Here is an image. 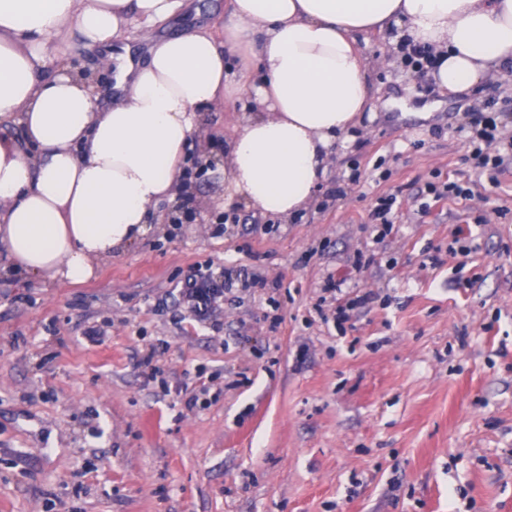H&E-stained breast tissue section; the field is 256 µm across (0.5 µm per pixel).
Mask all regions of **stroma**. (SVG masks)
Returning a JSON list of instances; mask_svg holds the SVG:
<instances>
[{"label": "stroma", "mask_w": 512, "mask_h": 512, "mask_svg": "<svg viewBox=\"0 0 512 512\" xmlns=\"http://www.w3.org/2000/svg\"><path fill=\"white\" fill-rule=\"evenodd\" d=\"M228 4L189 0L125 41L142 58L146 36L219 32ZM365 54L373 108L292 218L231 199L219 161L159 207L194 223L154 225L86 281L0 274V512H512V176L472 201L427 190L465 171L455 128L485 99L512 136V68L450 94L386 36ZM240 116L204 111L188 156ZM200 270L234 280L204 317L178 289ZM331 277L374 295L341 328Z\"/></svg>", "instance_id": "obj_1"}]
</instances>
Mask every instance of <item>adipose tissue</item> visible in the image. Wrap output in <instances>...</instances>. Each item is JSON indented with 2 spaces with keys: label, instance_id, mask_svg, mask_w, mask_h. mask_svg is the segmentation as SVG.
I'll use <instances>...</instances> for the list:
<instances>
[{
  "label": "adipose tissue",
  "instance_id": "ef3b65f1",
  "mask_svg": "<svg viewBox=\"0 0 512 512\" xmlns=\"http://www.w3.org/2000/svg\"><path fill=\"white\" fill-rule=\"evenodd\" d=\"M185 0H0V249L15 271L77 283L144 236L174 200L204 109L243 102L224 172L231 197L289 218L312 201L334 145L370 99L361 37L433 47L456 94L512 65V0H230L221 35L150 39L145 62L114 55L126 27ZM116 62L105 101L77 61Z\"/></svg>",
  "mask_w": 512,
  "mask_h": 512
}]
</instances>
